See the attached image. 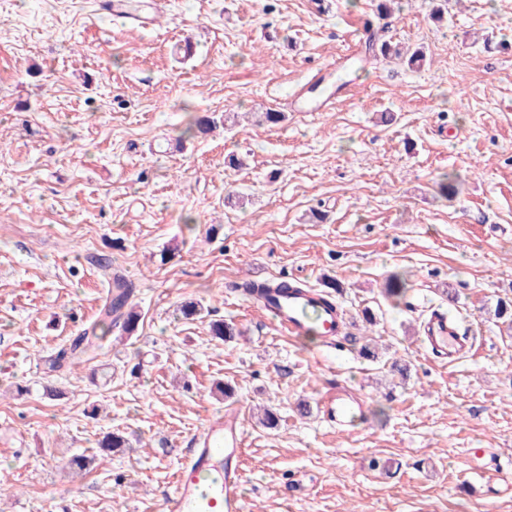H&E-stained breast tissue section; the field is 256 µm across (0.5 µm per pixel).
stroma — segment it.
<instances>
[{
	"instance_id": "stroma-1",
	"label": "stroma",
	"mask_w": 512,
	"mask_h": 512,
	"mask_svg": "<svg viewBox=\"0 0 512 512\" xmlns=\"http://www.w3.org/2000/svg\"><path fill=\"white\" fill-rule=\"evenodd\" d=\"M376 3L166 0L138 29L89 0H0V512H164L229 407L246 512H512V326L494 316L512 298V0H396L382 20ZM369 22L424 66L374 56ZM302 90L336 103L289 111ZM205 113L235 124L190 134ZM116 274L137 331L53 367ZM283 277L340 283L343 345L288 336L234 290ZM435 308L476 332L450 365L420 341ZM339 383L365 400L346 432L320 410ZM106 431L130 446L99 459Z\"/></svg>"
}]
</instances>
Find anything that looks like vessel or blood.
Returning a JSON list of instances; mask_svg holds the SVG:
<instances>
[{
	"instance_id": "obj_1",
	"label": "vessel or blood",
	"mask_w": 512,
	"mask_h": 512,
	"mask_svg": "<svg viewBox=\"0 0 512 512\" xmlns=\"http://www.w3.org/2000/svg\"><path fill=\"white\" fill-rule=\"evenodd\" d=\"M98 12L124 23L144 27L153 19L154 5L132 0H95ZM275 324L291 336H317L335 345L344 320L339 309L324 307L320 295L299 288L282 295L270 293L260 303ZM424 342L443 362H454L467 348L468 337L447 312H433L424 326ZM327 422L339 428L353 424L363 410L362 399L344 386H336L322 401ZM242 422L235 409L225 410L196 435L175 476L166 512H245L244 475L241 463Z\"/></svg>"
}]
</instances>
